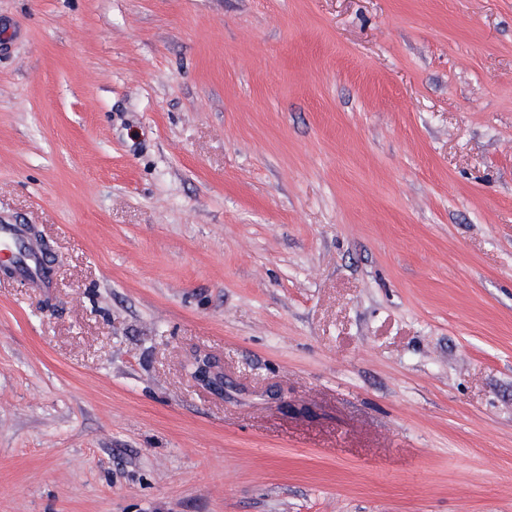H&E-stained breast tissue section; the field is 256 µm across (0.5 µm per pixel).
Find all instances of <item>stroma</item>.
<instances>
[{
    "label": "stroma",
    "mask_w": 512,
    "mask_h": 512,
    "mask_svg": "<svg viewBox=\"0 0 512 512\" xmlns=\"http://www.w3.org/2000/svg\"><path fill=\"white\" fill-rule=\"evenodd\" d=\"M0 224V512H512V0H0ZM9 256L12 272L18 273L32 282L41 279L42 261L37 248L24 239L18 224L0 225V258Z\"/></svg>",
    "instance_id": "35a3bbf8"
}]
</instances>
